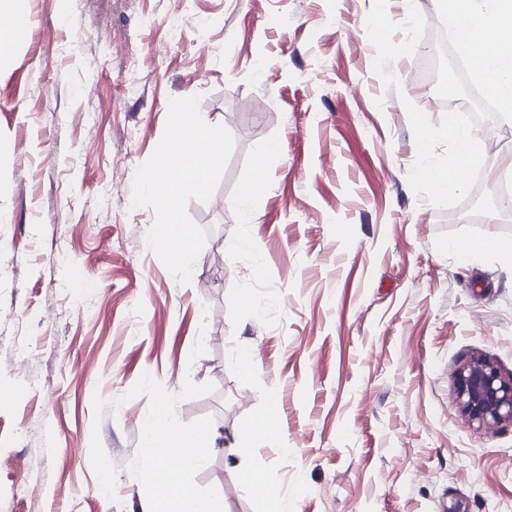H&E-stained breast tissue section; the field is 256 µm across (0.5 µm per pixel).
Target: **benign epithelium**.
I'll return each mask as SVG.
<instances>
[{
    "label": "benign epithelium",
    "mask_w": 512,
    "mask_h": 512,
    "mask_svg": "<svg viewBox=\"0 0 512 512\" xmlns=\"http://www.w3.org/2000/svg\"><path fill=\"white\" fill-rule=\"evenodd\" d=\"M457 397L472 421L486 425L512 424V377L504 378L485 357H474L461 368Z\"/></svg>",
    "instance_id": "1"
}]
</instances>
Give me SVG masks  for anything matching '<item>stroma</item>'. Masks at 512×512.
I'll list each match as a JSON object with an SVG mask.
<instances>
[{"label":"stroma","instance_id":"stroma-1","mask_svg":"<svg viewBox=\"0 0 512 512\" xmlns=\"http://www.w3.org/2000/svg\"><path fill=\"white\" fill-rule=\"evenodd\" d=\"M370 7L29 0L27 38L0 54V512H142L127 467L150 397L128 392L146 372L172 393L213 384L177 415L213 419L195 481L224 512H512V425L469 421L456 390L475 356L512 375V262L459 251L512 240L494 209L504 158L453 208L413 192L403 102L436 125L446 109L422 54L393 63L399 89L374 73ZM193 95L235 144L210 201L188 205L208 236L183 284L132 194L170 99ZM97 394L119 408L95 419ZM272 402L276 433L240 453ZM253 467L273 499L242 486Z\"/></svg>","mask_w":512,"mask_h":512}]
</instances>
